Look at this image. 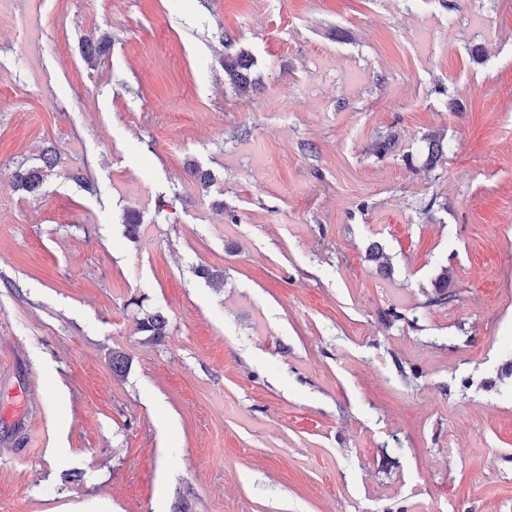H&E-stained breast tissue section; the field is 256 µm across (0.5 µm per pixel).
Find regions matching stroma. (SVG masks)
<instances>
[{
	"instance_id": "35a3bbf8",
	"label": "stroma",
	"mask_w": 512,
	"mask_h": 512,
	"mask_svg": "<svg viewBox=\"0 0 512 512\" xmlns=\"http://www.w3.org/2000/svg\"><path fill=\"white\" fill-rule=\"evenodd\" d=\"M0 512H512V0H0ZM42 165L37 167H30L20 169L17 173L18 188L28 194H38L44 182L46 181L47 171H52L56 164V157L50 151L46 152L41 157ZM167 326V320L160 313H147L136 321V330L154 340L166 336Z\"/></svg>"
}]
</instances>
